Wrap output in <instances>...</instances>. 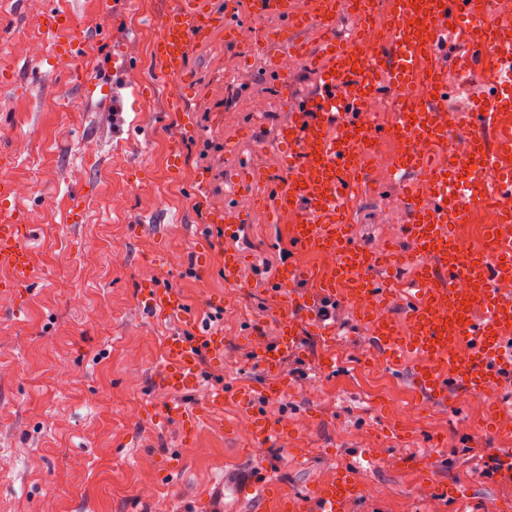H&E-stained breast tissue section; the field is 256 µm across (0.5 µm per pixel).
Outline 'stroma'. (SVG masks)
<instances>
[{
  "mask_svg": "<svg viewBox=\"0 0 512 512\" xmlns=\"http://www.w3.org/2000/svg\"><path fill=\"white\" fill-rule=\"evenodd\" d=\"M69 13L89 41L80 61L86 81L45 72L27 56L39 42L55 53L44 26L49 6ZM167 0H0V151L16 149L13 178L33 188L27 203L35 281L0 309V512H234L224 480L271 473L313 512L316 484L359 468L369 491L345 512H512V483L484 476L497 435L474 436L471 409L418 394L411 356L372 350L349 309L332 303L326 339L316 319L300 320L299 345L283 360L284 391L262 397L266 379L257 342H273L276 279L254 272L262 258L310 265L289 250L283 224L249 225L236 287L223 275L226 240L190 200L191 185L208 168L225 204L236 202L226 171L239 154L268 179H278V133L288 120L287 93L315 86L300 68L289 85L271 75L273 59L223 38L193 50L187 68L210 102H175L167 79L144 43ZM151 126L114 103L128 92L112 81V60L126 40ZM447 108L466 112L485 87L463 77L454 52ZM252 71L250 87L227 81L236 68ZM94 93H87V84ZM262 94L273 110L260 122L248 110ZM181 136L180 162L168 144ZM378 175L354 215V240L370 251L406 248L401 226L409 208L380 223L378 206L402 192ZM179 252L174 268L155 263L156 251ZM176 289L187 316L146 310L144 284ZM224 335L222 357L207 356L196 387L162 386L167 337L211 331ZM334 347L336 369L319 362ZM224 386L217 416L223 427L181 426L161 409L176 402L196 413L204 391ZM419 406L417 416L403 405ZM267 416L283 436L252 454L242 423ZM417 459L415 469L404 460Z\"/></svg>",
  "mask_w": 512,
  "mask_h": 512,
  "instance_id": "35a3bbf8",
  "label": "stroma"
}]
</instances>
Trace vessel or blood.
Wrapping results in <instances>:
<instances>
[{"label": "vessel or blood", "instance_id": "1", "mask_svg": "<svg viewBox=\"0 0 512 512\" xmlns=\"http://www.w3.org/2000/svg\"><path fill=\"white\" fill-rule=\"evenodd\" d=\"M377 0H230L218 9L215 0H169L157 21L158 37L153 47L155 62L162 74L176 84L188 82L186 60L193 48L211 42L216 35L237 42L243 18L273 20L264 32V41L275 50L307 55L304 31L316 30L319 50L313 57L315 92L291 100V118L280 132L288 152L282 180L270 184L265 197L254 194V185L263 175L250 161H242L236 182L240 196L249 206H229L214 190L209 172H200L191 189L192 200L206 213L208 223L231 238L247 224H273L282 214H290L287 228L291 245L314 255L337 254L335 266L322 273L316 296H302L295 285L311 279L310 270L291 265L280 272L274 296L281 319L279 340L264 345L262 359L269 373H276L282 355L297 343V325L305 308L316 297L356 300L355 312L368 334L372 347L392 356L412 355L416 388L439 400L449 393L483 395L512 377V358L505 352V339L512 334V296L497 292L495 282L502 272L512 273V214L502 223L489 225L499 254L492 260L469 251L454 237L455 224L465 222L467 209L475 203L472 185L482 182L497 196H512V166L503 158L512 154V128H501L498 115L512 110V42L494 40L483 20L488 0H393L394 24L386 41L373 42L366 34ZM353 17L355 29L345 40L336 37V20ZM48 30L61 54L77 60L86 43L71 15H50ZM454 49L458 62H468L478 50H487L496 69L505 77L493 84L467 115L461 131L472 135L473 159L468 166H449L447 160L432 161L430 154L417 152V143L429 142L440 152L448 150V128L443 113L448 97V75L440 63L447 49ZM133 45H126L114 58L112 72L128 88H136L130 67ZM370 61L367 74L354 72L359 56ZM400 93L405 106L394 111L387 122L370 120L359 111L366 96L388 97ZM379 140L402 142V164L391 180L413 173L428 182L424 201L408 196L414 217L403 225L409 243L406 261L414 266V276L402 288H395L384 272L391 259L356 246L341 222L344 206L354 187L344 176L347 169L361 164L354 147V131ZM494 133L498 146L483 147L482 133ZM29 187L0 174V267L11 277L0 282V299L13 296L29 285L32 270L28 248L22 236L25 200ZM380 270L371 278V270ZM466 292H458L460 283ZM155 314L181 311L183 301L174 289L157 285L144 288L141 296ZM396 302L401 318L380 316V306ZM466 358H459L456 347ZM164 383L174 389L194 386L198 377L199 351L213 354L224 350L223 335L212 333L169 338L165 346ZM275 435L266 417L252 418L246 433L253 448L270 446ZM239 502L288 504L298 512L295 494L276 492L268 478H252L229 483ZM363 492L354 471H342L336 479L319 484L313 493L314 512H343Z\"/></svg>", "mask_w": 512, "mask_h": 512}]
</instances>
